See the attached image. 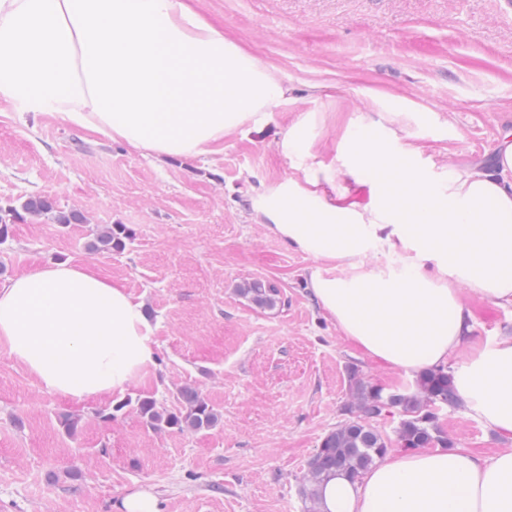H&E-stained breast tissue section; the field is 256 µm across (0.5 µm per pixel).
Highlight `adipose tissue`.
I'll return each instance as SVG.
<instances>
[{
  "label": "adipose tissue",
  "instance_id": "adipose-tissue-1",
  "mask_svg": "<svg viewBox=\"0 0 512 512\" xmlns=\"http://www.w3.org/2000/svg\"><path fill=\"white\" fill-rule=\"evenodd\" d=\"M331 160L313 161L325 115L289 123L286 180L253 205L258 223L313 259L310 292L346 341L413 377L463 358L468 416L512 437V336L472 342V301L512 306V142L492 164L418 163V110L366 92ZM0 100L63 116L157 159L220 153L296 97L270 65L187 0H0ZM371 254L387 259L366 264ZM144 304L69 261L0 285V340L50 392L124 393L156 363ZM318 512H512V452H393L319 487Z\"/></svg>",
  "mask_w": 512,
  "mask_h": 512
}]
</instances>
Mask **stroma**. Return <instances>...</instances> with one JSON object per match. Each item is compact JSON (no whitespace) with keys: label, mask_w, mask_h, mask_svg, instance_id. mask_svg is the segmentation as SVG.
I'll return each mask as SVG.
<instances>
[{"label":"stroma","mask_w":512,"mask_h":512,"mask_svg":"<svg viewBox=\"0 0 512 512\" xmlns=\"http://www.w3.org/2000/svg\"><path fill=\"white\" fill-rule=\"evenodd\" d=\"M225 33L276 67L297 97L263 132L225 138L223 154L158 161L60 116L0 100V204L31 196L75 209L82 224L27 220L0 239V283L33 261L89 264L143 301L157 364L120 395L77 403L47 391L0 342V512H119L146 490L159 512H308L301 494L321 439L350 420L349 369L386 391L412 379L360 355L312 298L313 261L270 235L252 202L287 177L274 141L296 114L320 109L314 82L344 113L364 88L422 107L421 165L490 161L512 131V0H195ZM128 227L123 252L95 253L97 228ZM262 280L274 308L238 293ZM473 337L512 334V308L473 302ZM190 385L217 411L197 432L158 429L134 400L181 409ZM113 409L111 422L96 418ZM79 417L68 434L64 416ZM455 448H512L448 406Z\"/></svg>","instance_id":"35a3bbf8"}]
</instances>
